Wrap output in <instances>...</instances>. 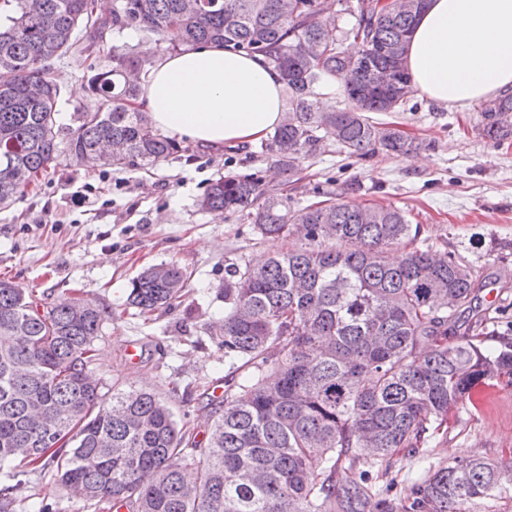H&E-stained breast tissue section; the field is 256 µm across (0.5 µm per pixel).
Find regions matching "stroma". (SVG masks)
<instances>
[{
    "label": "stroma",
    "mask_w": 512,
    "mask_h": 512,
    "mask_svg": "<svg viewBox=\"0 0 512 512\" xmlns=\"http://www.w3.org/2000/svg\"><path fill=\"white\" fill-rule=\"evenodd\" d=\"M62 81L61 138L75 128L83 70L68 59L55 63ZM480 106L448 110L411 96L395 112H374L371 122L422 141L409 155L347 157L328 146L302 161L297 180L285 187L306 206L340 194L346 203L398 207L421 225L422 241L456 253L481 279L493 282L502 331L512 330V138L495 143L479 130ZM254 172L277 186L271 162L258 144L213 149L183 144L153 167L88 170L60 155L38 185L0 209V279L32 289L42 305L79 296L111 311L95 343L92 374L105 395L147 389L169 397L176 422L198 442L224 404L215 390L230 378L219 337L224 320V275L230 264L257 263L287 250L288 239L261 236L248 220L199 209L212 179L227 172ZM91 191L95 206L72 204L77 191ZM174 262L187 273L185 295L147 315L126 304L129 282L140 271ZM137 342L139 359L126 346ZM512 455V385L491 381L460 405L447 434L420 449L400 452L387 469L372 470L376 494L357 512H382L399 503L431 465L480 457L497 462ZM28 495L53 504L55 512H98L68 497L53 471L28 477Z\"/></svg>",
    "instance_id": "stroma-1"
}]
</instances>
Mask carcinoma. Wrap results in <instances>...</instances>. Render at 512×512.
Returning a JSON list of instances; mask_svg holds the SVG:
<instances>
[{"mask_svg":"<svg viewBox=\"0 0 512 512\" xmlns=\"http://www.w3.org/2000/svg\"><path fill=\"white\" fill-rule=\"evenodd\" d=\"M0 0V207L11 204L59 152L60 90L52 65L75 55L84 95L66 151L90 170L154 165L181 151L135 106L129 79L153 61L126 40L151 35L178 53L214 41L264 56L286 89L281 123L262 144L284 182L303 159L336 144L350 157L421 147L369 121L414 93L405 67L422 8H357L347 29L327 21L336 0ZM112 35L108 63L97 54ZM344 78L351 106L314 112L308 96ZM512 96L481 110V135L512 137ZM239 213L261 234L297 237L263 264L224 278V361L243 372L224 381V409L201 447L178 429L169 400L132 390L106 399L90 376L94 343L112 313L83 298L39 308L33 292L0 281V512H17L26 476L52 469L73 498L124 504L128 512H356L371 486L359 466L415 453L448 430L477 384L512 385V338L490 336L483 314L456 335L482 287L452 253L417 246L421 225L394 207L343 202L293 208L257 174H227L200 200ZM186 274L151 266L130 284L128 304L147 314L183 296ZM495 344H490V341ZM341 470L352 473L336 483ZM512 488V458L440 463L409 497L384 512H461Z\"/></svg>","mask_w":512,"mask_h":512,"instance_id":"cac0c4a2","label":"carcinoma"}]
</instances>
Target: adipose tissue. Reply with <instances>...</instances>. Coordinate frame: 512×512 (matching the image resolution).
Here are the masks:
<instances>
[{
    "instance_id": "adipose-tissue-1",
    "label": "adipose tissue",
    "mask_w": 512,
    "mask_h": 512,
    "mask_svg": "<svg viewBox=\"0 0 512 512\" xmlns=\"http://www.w3.org/2000/svg\"><path fill=\"white\" fill-rule=\"evenodd\" d=\"M139 105L162 134L221 148L264 138L282 120L284 80L263 57L216 43L155 56ZM406 68L418 95L464 110L512 92V0H427Z\"/></svg>"
}]
</instances>
